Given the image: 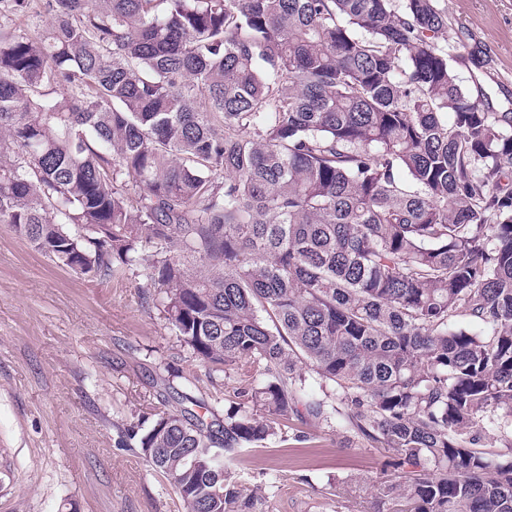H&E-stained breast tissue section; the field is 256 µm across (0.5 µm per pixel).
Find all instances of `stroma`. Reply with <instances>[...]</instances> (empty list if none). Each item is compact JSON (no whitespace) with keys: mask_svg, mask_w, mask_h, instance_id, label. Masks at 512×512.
Returning a JSON list of instances; mask_svg holds the SVG:
<instances>
[{"mask_svg":"<svg viewBox=\"0 0 512 512\" xmlns=\"http://www.w3.org/2000/svg\"><path fill=\"white\" fill-rule=\"evenodd\" d=\"M439 42L464 87L512 105V0H439ZM144 269L90 279L34 250L0 224V512H186L122 431L165 408L156 376L224 411L230 386L183 350L145 304ZM385 451L346 427L291 415L279 434L244 453L237 473L260 486L271 512H373ZM358 487L347 493L348 484Z\"/></svg>","mask_w":512,"mask_h":512,"instance_id":"1","label":"stroma"}]
</instances>
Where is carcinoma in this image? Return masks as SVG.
<instances>
[{
  "instance_id": "obj_1",
  "label": "carcinoma",
  "mask_w": 512,
  "mask_h": 512,
  "mask_svg": "<svg viewBox=\"0 0 512 512\" xmlns=\"http://www.w3.org/2000/svg\"><path fill=\"white\" fill-rule=\"evenodd\" d=\"M447 27L438 0H0V224L147 270L252 404L170 384L204 413L124 428L186 512H263L234 456L290 414L392 451L378 512H512L472 435L512 429V112Z\"/></svg>"
}]
</instances>
